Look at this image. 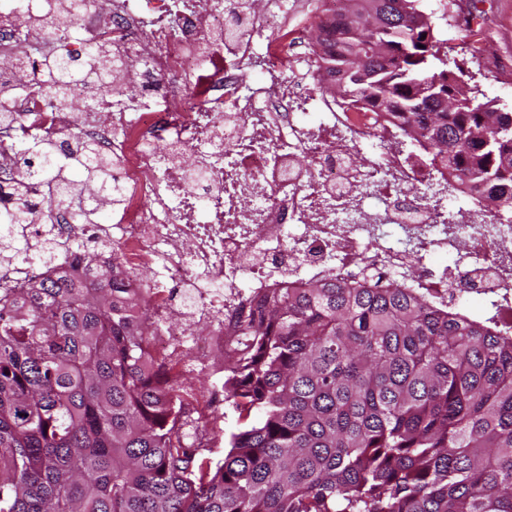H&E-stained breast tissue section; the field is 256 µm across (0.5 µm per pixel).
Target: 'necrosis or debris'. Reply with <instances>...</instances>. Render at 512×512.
I'll return each mask as SVG.
<instances>
[{"label":"necrosis or debris","mask_w":512,"mask_h":512,"mask_svg":"<svg viewBox=\"0 0 512 512\" xmlns=\"http://www.w3.org/2000/svg\"><path fill=\"white\" fill-rule=\"evenodd\" d=\"M23 28L73 64L110 44L138 60L139 90L93 91L91 111L76 112L42 97L41 58L19 60L20 88L0 74L1 212L23 171L11 143L36 132L49 135L58 162L93 143L123 195L109 228L65 206L28 225L29 238H52L55 256L0 262V291L83 275L87 258L107 261L119 242L125 285L143 290L152 323L171 296H185L181 328L153 332L148 358L177 380L186 367L204 371L211 391L186 384L182 396L214 421L224 368L207 353L231 342L238 312L276 288L333 275L398 280L445 306L464 294L504 299L501 329L512 333V224L493 209L449 212L447 178L408 146L396 118L328 92L320 52L280 0L263 12L251 0H82L70 20L52 19L43 0H0L1 56ZM287 65L305 77L283 79ZM184 240L190 251L178 250ZM448 248L452 264L435 274L430 257Z\"/></svg>","instance_id":"4bbe7bcc"}]
</instances>
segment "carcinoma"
Listing matches in <instances>:
<instances>
[{"label":"carcinoma","instance_id":"carcinoma-1","mask_svg":"<svg viewBox=\"0 0 512 512\" xmlns=\"http://www.w3.org/2000/svg\"><path fill=\"white\" fill-rule=\"evenodd\" d=\"M343 2L336 27L315 30L326 71L339 82L364 60L373 76L342 97L395 115L449 192L498 186L477 203L511 224L512 112L443 60L423 0ZM393 14L406 24L386 25ZM383 42L406 52L378 59ZM88 56L81 68L55 57L41 93L83 102L88 69L112 89L126 63L105 43ZM436 85L453 110L434 111ZM417 102L424 111L406 113ZM15 149L39 162L49 191L80 203L52 140ZM77 163L120 202L93 144ZM35 217L19 192L0 225ZM111 271L0 299V512H512V335L495 313L474 319L399 281L324 277L270 294L224 346V400L238 417L214 462L165 365L146 362L115 259Z\"/></svg>","mask_w":512,"mask_h":512}]
</instances>
